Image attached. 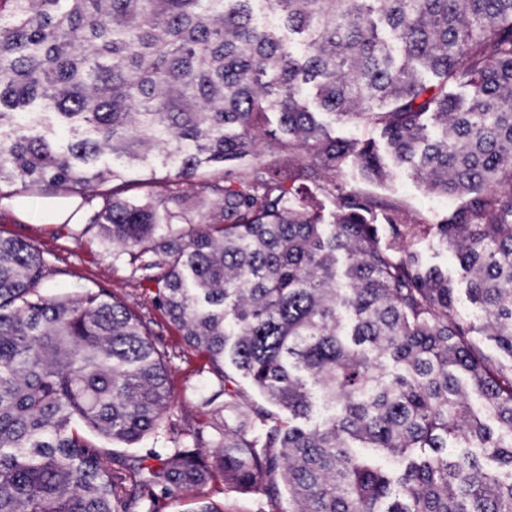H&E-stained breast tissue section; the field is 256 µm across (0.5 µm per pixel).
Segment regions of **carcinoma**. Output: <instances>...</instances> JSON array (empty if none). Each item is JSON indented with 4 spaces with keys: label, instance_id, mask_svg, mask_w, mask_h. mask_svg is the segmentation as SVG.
I'll return each instance as SVG.
<instances>
[{
    "label": "carcinoma",
    "instance_id": "carcinoma-1",
    "mask_svg": "<svg viewBox=\"0 0 512 512\" xmlns=\"http://www.w3.org/2000/svg\"><path fill=\"white\" fill-rule=\"evenodd\" d=\"M322 112L381 126L397 166L465 202L429 224L347 188L348 163L388 165ZM28 194L101 200L63 228L150 283L218 385L170 446L114 452L169 421L164 352L110 292H47L42 252L0 236V512L187 492L223 512L200 496L218 478L288 512H512V0H0V201ZM432 232L478 328L417 248ZM316 398L332 413L297 423Z\"/></svg>",
    "mask_w": 512,
    "mask_h": 512
}]
</instances>
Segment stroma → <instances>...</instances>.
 I'll use <instances>...</instances> for the list:
<instances>
[{"mask_svg":"<svg viewBox=\"0 0 512 512\" xmlns=\"http://www.w3.org/2000/svg\"><path fill=\"white\" fill-rule=\"evenodd\" d=\"M347 187L371 192L405 209L410 218L435 224L449 212L462 205L459 197H446L430 193L409 172L398 170L380 183L366 181L356 165H347L339 176ZM28 219L20 221L12 211L0 207V236L16 237L35 245L54 268L55 274L48 287L73 292L83 288H103L134 309L150 328L158 346L164 350L169 369V386L173 396V418L179 427L195 423L196 404L200 394L213 382L210 365L198 351L190 348L180 332L169 323L163 312L155 307L151 298L129 268L113 262L96 234L82 239L68 236L58 224L44 223L41 196L27 199ZM424 260L432 266L447 271L457 281L456 299L461 312L477 318L479 311L472 303L467 284L454 255L439 245L434 238H427L421 245ZM205 495L223 507L224 512H287V500L270 505L259 491L238 492L214 482L204 490Z\"/></svg>","mask_w":512,"mask_h":512,"instance_id":"1","label":"stroma"}]
</instances>
